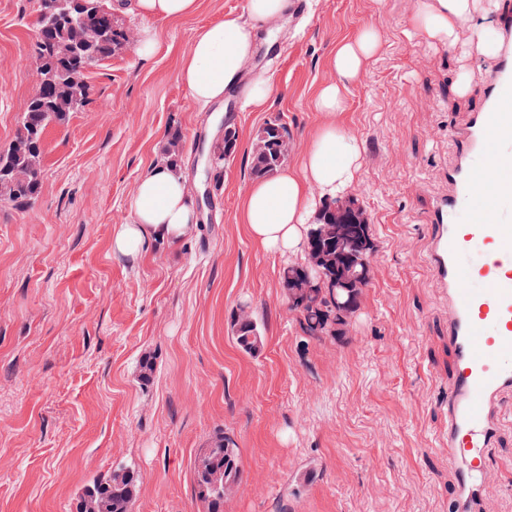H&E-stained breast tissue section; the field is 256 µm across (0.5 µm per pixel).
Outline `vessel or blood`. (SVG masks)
Instances as JSON below:
<instances>
[{"label": "vessel or blood", "instance_id": "obj_1", "mask_svg": "<svg viewBox=\"0 0 512 512\" xmlns=\"http://www.w3.org/2000/svg\"><path fill=\"white\" fill-rule=\"evenodd\" d=\"M480 109L449 127L456 153L448 190L435 197L424 256L448 299V461L459 468L457 512H482L485 468L512 397V19Z\"/></svg>", "mask_w": 512, "mask_h": 512}]
</instances>
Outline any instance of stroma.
<instances>
[{"instance_id":"stroma-1","label":"stroma","mask_w":512,"mask_h":512,"mask_svg":"<svg viewBox=\"0 0 512 512\" xmlns=\"http://www.w3.org/2000/svg\"><path fill=\"white\" fill-rule=\"evenodd\" d=\"M304 2L303 15L259 33L250 71L273 76L268 110H244L237 90L204 109L190 100L179 65L196 32L246 5L200 0L195 14L156 22L152 58L130 49L92 69V101L46 134L38 198L0 201V512H76L85 486L120 461L140 476L133 512H207L193 462L222 432L242 462L224 512H448L450 313L424 260L425 212L448 127L478 107L493 58L411 34L415 0ZM34 19V0H0V150L38 90ZM366 23L385 42L345 118L362 143L351 192L376 251L345 333L312 335L288 307L284 257L248 237L239 204L257 129L283 118L296 161L324 120L313 100L336 79L337 43ZM228 125L236 150L210 189L195 143ZM174 130L189 190L211 204L182 244L114 258L112 230L132 222L136 182ZM244 311L265 336L255 356L231 335ZM483 497L512 512V423Z\"/></svg>"}]
</instances>
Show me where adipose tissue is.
Listing matches in <instances>:
<instances>
[{"instance_id": "ef3b65f1", "label": "adipose tissue", "mask_w": 512, "mask_h": 512, "mask_svg": "<svg viewBox=\"0 0 512 512\" xmlns=\"http://www.w3.org/2000/svg\"><path fill=\"white\" fill-rule=\"evenodd\" d=\"M199 0H116L114 8L135 15L141 22L135 53L147 59L157 49L155 22L194 14ZM290 0H246V17L225 16L200 29L183 58L179 79L191 100L207 106L226 92L242 88L243 106L264 111L273 93L272 76L263 73L251 81L243 74L252 60L260 30L288 16ZM493 0H416L411 25L427 41L443 48L456 46L459 30L471 24V40L485 55L494 51L484 22L492 14ZM383 42L374 24L340 42L331 57L334 82L321 86L314 98L325 121L309 138L296 164L254 182L240 204V221L250 238L264 250L282 256L304 251L309 225L321 201L345 193L361 176V150L357 137L343 121L347 94L365 73ZM133 221L116 225L113 255L137 260L151 242L178 244L194 229L198 215L186 179L164 162H152L138 181L131 199Z\"/></svg>"}]
</instances>
